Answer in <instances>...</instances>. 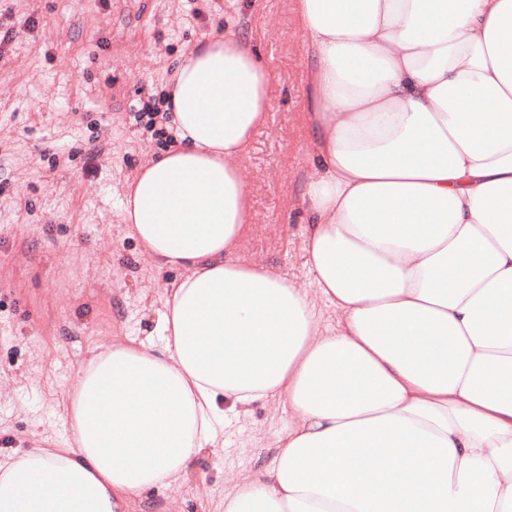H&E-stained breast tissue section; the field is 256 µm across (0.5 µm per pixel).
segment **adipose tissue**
I'll list each match as a JSON object with an SVG mask.
<instances>
[{
  "instance_id": "ef3b65f1",
  "label": "adipose tissue",
  "mask_w": 512,
  "mask_h": 512,
  "mask_svg": "<svg viewBox=\"0 0 512 512\" xmlns=\"http://www.w3.org/2000/svg\"><path fill=\"white\" fill-rule=\"evenodd\" d=\"M293 11L318 302L237 256L235 162L267 124L273 72L241 32L208 37L170 86L175 145L121 203L128 234L180 272L155 333L91 350L71 443L1 458L0 512H126L223 447L226 413L268 398L293 420L224 512H512V0Z\"/></svg>"
}]
</instances>
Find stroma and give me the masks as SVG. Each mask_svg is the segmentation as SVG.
<instances>
[{"mask_svg": "<svg viewBox=\"0 0 512 512\" xmlns=\"http://www.w3.org/2000/svg\"><path fill=\"white\" fill-rule=\"evenodd\" d=\"M272 68V110L237 160L251 224L239 253L311 291L296 206L314 142L304 39L292 0H0V457L71 438L67 397L90 349L149 335L175 276L121 222L126 183L174 142L164 118L180 56L226 26ZM292 414L254 404L178 486L133 512H224V489L268 464Z\"/></svg>", "mask_w": 512, "mask_h": 512, "instance_id": "obj_1", "label": "stroma"}]
</instances>
